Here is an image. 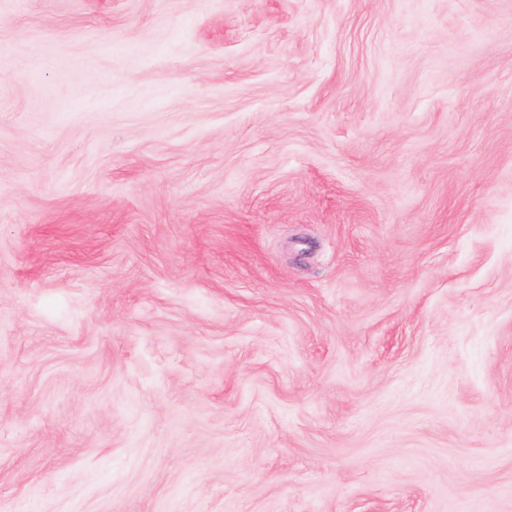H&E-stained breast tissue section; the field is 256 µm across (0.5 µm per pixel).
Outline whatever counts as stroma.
<instances>
[{
    "instance_id": "35a3bbf8",
    "label": "stroma",
    "mask_w": 512,
    "mask_h": 512,
    "mask_svg": "<svg viewBox=\"0 0 512 512\" xmlns=\"http://www.w3.org/2000/svg\"><path fill=\"white\" fill-rule=\"evenodd\" d=\"M0 512H512V0H0Z\"/></svg>"
}]
</instances>
